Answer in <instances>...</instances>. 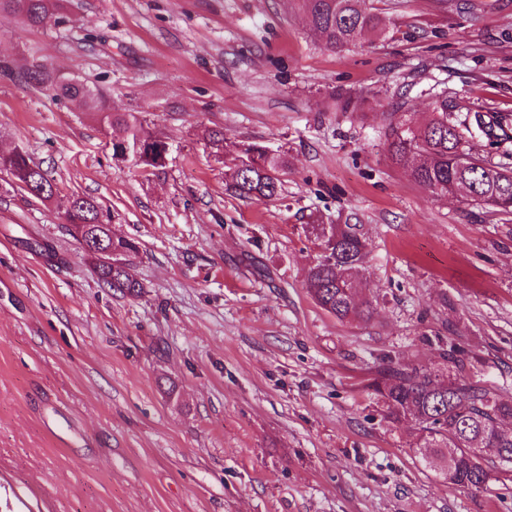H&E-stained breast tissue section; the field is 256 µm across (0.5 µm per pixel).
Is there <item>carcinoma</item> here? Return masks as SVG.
<instances>
[{"mask_svg": "<svg viewBox=\"0 0 512 512\" xmlns=\"http://www.w3.org/2000/svg\"><path fill=\"white\" fill-rule=\"evenodd\" d=\"M65 2L0 0V14L18 17L30 30H44L62 22ZM301 8L331 50L347 49L367 33L381 35L386 30L382 18L365 6V0H301ZM15 74L51 98L93 113L106 129L119 132L111 141L113 158H123V143L138 142L144 170L154 172L166 166L168 155L158 138L145 132L130 113L115 109L112 98L80 81L57 75L37 57L17 74L13 60L1 54L0 76ZM483 125L479 115L472 120L459 118L448 111V99H441L435 103L429 122L418 130L411 127L406 115L392 117L385 132L389 158L436 196L462 194L476 206L512 214V167L480 155L472 144L474 131ZM7 164L26 184L28 194L42 191L44 199L53 197V182L26 152L0 159V166ZM287 167L286 154L258 143L244 144L233 159L229 188L242 199L273 200L282 191L279 175ZM63 217L68 224L91 225L92 236L106 238L114 252H138L135 241L108 237L100 206L90 198L68 196ZM312 234L327 252L318 256L307 272L313 300L341 321L370 318L372 302L359 300L356 293L366 259L364 226L332 224L325 229L314 224ZM98 279L103 286L125 296H136L141 290L122 257L114 258L110 265H99ZM447 359L448 378L442 380L427 368L390 357L369 387L380 397L385 418L413 423L428 455L439 460L444 480L478 489L504 465L503 454L512 456V429L502 427L503 421L512 420V397L496 393L475 378V360L465 349L453 348Z\"/></svg>", "mask_w": 512, "mask_h": 512, "instance_id": "carcinoma-1", "label": "carcinoma"}]
</instances>
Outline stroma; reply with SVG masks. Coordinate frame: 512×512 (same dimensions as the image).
<instances>
[{"label": "stroma", "mask_w": 512, "mask_h": 512, "mask_svg": "<svg viewBox=\"0 0 512 512\" xmlns=\"http://www.w3.org/2000/svg\"><path fill=\"white\" fill-rule=\"evenodd\" d=\"M367 4L385 35L342 51L296 0H68L39 31L0 14L18 69L103 88L170 144L145 173L90 114L0 78V150L136 239L142 286L102 287L58 202L0 175V512H512V472L445 482L368 388L383 356L443 373L457 345L512 394V215L432 195L384 135L441 98L512 115V0ZM244 142L287 151L279 198L226 192ZM345 222L368 231L367 321L306 289V225Z\"/></svg>", "instance_id": "obj_1"}]
</instances>
